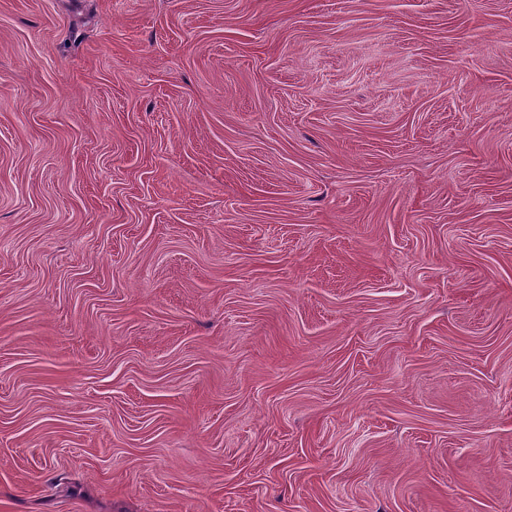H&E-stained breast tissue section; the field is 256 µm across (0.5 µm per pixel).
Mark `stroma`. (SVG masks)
<instances>
[{
  "mask_svg": "<svg viewBox=\"0 0 512 512\" xmlns=\"http://www.w3.org/2000/svg\"><path fill=\"white\" fill-rule=\"evenodd\" d=\"M0 512H512V0H0Z\"/></svg>",
  "mask_w": 512,
  "mask_h": 512,
  "instance_id": "obj_1",
  "label": "stroma"
}]
</instances>
